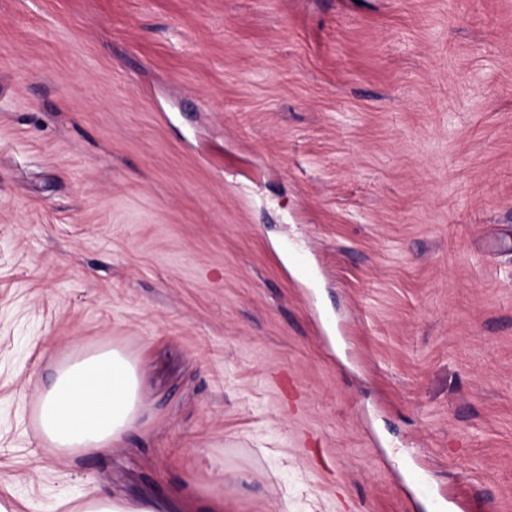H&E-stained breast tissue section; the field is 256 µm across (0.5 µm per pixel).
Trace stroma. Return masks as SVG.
Wrapping results in <instances>:
<instances>
[{
	"label": "stroma",
	"mask_w": 512,
	"mask_h": 512,
	"mask_svg": "<svg viewBox=\"0 0 512 512\" xmlns=\"http://www.w3.org/2000/svg\"><path fill=\"white\" fill-rule=\"evenodd\" d=\"M114 348L122 447L45 384ZM512 512V0H0V498ZM141 391L137 367L115 350L69 360L42 396L41 436L62 453L119 448L136 428Z\"/></svg>",
	"instance_id": "stroma-1"
}]
</instances>
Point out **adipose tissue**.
Here are the masks:
<instances>
[{
	"label": "adipose tissue",
	"mask_w": 512,
	"mask_h": 512,
	"mask_svg": "<svg viewBox=\"0 0 512 512\" xmlns=\"http://www.w3.org/2000/svg\"><path fill=\"white\" fill-rule=\"evenodd\" d=\"M141 378L121 353L100 350L68 361L45 390L38 409L41 436L62 453L119 447L138 422ZM224 512V498L180 487L169 495L137 498L97 494L71 512Z\"/></svg>",
	"instance_id": "adipose-tissue-1"
}]
</instances>
